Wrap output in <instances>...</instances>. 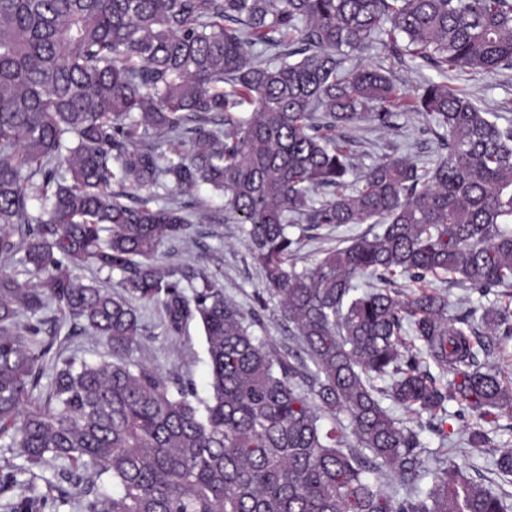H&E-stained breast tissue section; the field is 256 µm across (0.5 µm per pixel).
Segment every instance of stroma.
Here are the masks:
<instances>
[{"mask_svg": "<svg viewBox=\"0 0 512 512\" xmlns=\"http://www.w3.org/2000/svg\"><path fill=\"white\" fill-rule=\"evenodd\" d=\"M383 65L391 72L393 80L407 93H414L424 82L439 81V73L421 60H397L386 52L376 49L367 54L350 53L345 66L354 68L360 65ZM455 85L468 91L472 99L481 107L493 111L503 110L504 102L512 103V71L464 74L454 80ZM395 131L383 132L371 124L360 123L351 128L350 134L358 143V150L364 162H371L385 155H408L417 162H425L438 146V140L431 134H420L423 122L416 113H403ZM196 197L208 201L216 220L199 225L198 243L192 254H179L170 245H161L157 257L165 263L176 265L190 262L211 270L219 271L218 285L225 296L235 300L244 312L256 310L254 296L262 288L261 276L244 242L241 225L224 220V199L214 193L209 186H200ZM374 224H347L340 227L320 229L318 238L307 239L301 229H294V236L300 237L298 256L302 263L309 264L320 257L323 250L344 243L350 238L377 232ZM141 348L136 360L158 369L165 376H190L199 395H206L209 379V357L202 332L197 325H189L180 337L166 335L162 313L159 307L141 309ZM382 405L389 413L411 425H423L422 439L433 457L452 458L466 467L474 469L483 486L496 493L512 494V484L505 482L495 466L494 451L467 447L466 439L471 430L483 429L493 443H512V419L507 416L490 415L483 419L466 417L455 418V405H448L449 419L446 428L451 436L448 442H441L438 436L427 430L428 414H416L391 400H383Z\"/></svg>", "mask_w": 512, "mask_h": 512, "instance_id": "1", "label": "stroma"}]
</instances>
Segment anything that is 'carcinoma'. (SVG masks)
<instances>
[{
    "instance_id": "carcinoma-1",
    "label": "carcinoma",
    "mask_w": 512,
    "mask_h": 512,
    "mask_svg": "<svg viewBox=\"0 0 512 512\" xmlns=\"http://www.w3.org/2000/svg\"><path fill=\"white\" fill-rule=\"evenodd\" d=\"M375 44L442 73L512 69V0H0V447L28 475H3L25 487L9 512H512L382 406L430 414L443 441L450 403L512 417V377L486 362L512 315L475 325L440 291L392 288H512V120L450 84L409 98L381 65L345 70ZM407 109L436 157L363 163L342 130H395ZM201 185L243 225L298 349L256 336L216 274L155 258L195 236L191 205L153 189ZM368 222L298 266L290 228ZM136 302L169 336L201 326L206 397L133 359ZM66 324L112 361L58 353L46 371ZM496 465L512 476L511 445ZM45 466L78 497L36 493Z\"/></svg>"
}]
</instances>
